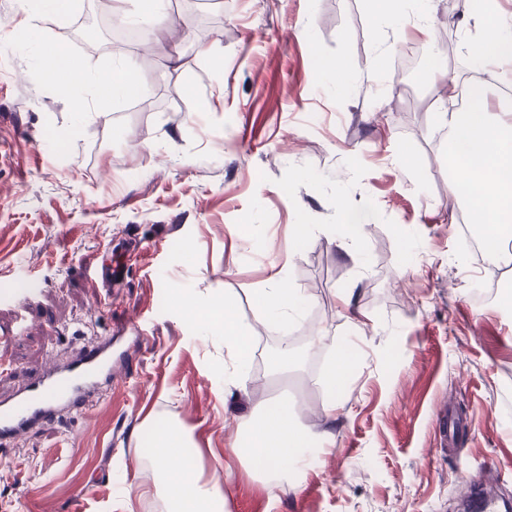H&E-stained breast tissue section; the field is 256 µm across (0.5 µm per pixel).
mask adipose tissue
Listing matches in <instances>:
<instances>
[{"label":"adipose tissue","instance_id":"adipose-tissue-1","mask_svg":"<svg viewBox=\"0 0 512 512\" xmlns=\"http://www.w3.org/2000/svg\"><path fill=\"white\" fill-rule=\"evenodd\" d=\"M485 29L465 33L470 52L499 81L512 84V15L490 9L481 17ZM470 109L457 108V87L449 85L448 128L455 148L456 165L450 187L473 199L471 221L492 227L486 237L489 255L500 249V233H512V113L493 112L487 106L484 84L466 85ZM146 445L160 470L169 512H225L227 499L215 484L199 486L195 477L197 452L190 448L182 429L152 424ZM314 445L310 433L299 426L287 402L267 400L257 405L231 445L238 461L265 459L262 474L269 487H276L288 472H301L308 465L307 451Z\"/></svg>","mask_w":512,"mask_h":512}]
</instances>
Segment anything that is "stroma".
Segmentation results:
<instances>
[{
	"mask_svg": "<svg viewBox=\"0 0 512 512\" xmlns=\"http://www.w3.org/2000/svg\"><path fill=\"white\" fill-rule=\"evenodd\" d=\"M92 3L32 33L83 66L65 95L16 48L19 0H0V293L38 291L29 332L0 338V388L135 316L145 341L119 339L125 370L83 414L0 446V512H166L145 447L156 420L185 429L229 512H458L473 479L512 500V306L476 301L489 271L449 221L469 205L448 187L433 92L425 71L394 75L420 38L380 41L379 0H197L167 42L115 52L110 20L101 43L80 35ZM432 14L448 81L469 77L475 15L449 25L448 0ZM122 62L150 104L98 97ZM71 127V143L52 138ZM355 215L357 241L342 233ZM109 257L130 267L105 301ZM279 276L304 301L284 335L318 339L284 377L254 297ZM228 309L250 346L229 385ZM344 355L328 392L321 372ZM281 393L318 462L273 496L240 463L219 477L240 423ZM443 406L463 420L445 446Z\"/></svg>",
	"mask_w": 512,
	"mask_h": 512,
	"instance_id": "35a3bbf8",
	"label": "stroma"
}]
</instances>
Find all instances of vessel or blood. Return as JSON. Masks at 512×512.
I'll list each match as a JSON object with an SVG mask.
<instances>
[{
  "label": "vessel or blood",
  "mask_w": 512,
  "mask_h": 512,
  "mask_svg": "<svg viewBox=\"0 0 512 512\" xmlns=\"http://www.w3.org/2000/svg\"><path fill=\"white\" fill-rule=\"evenodd\" d=\"M111 380L112 339L108 336L66 361L49 362L23 385L0 394V444L63 414L86 410L100 382Z\"/></svg>",
  "instance_id": "1"
}]
</instances>
